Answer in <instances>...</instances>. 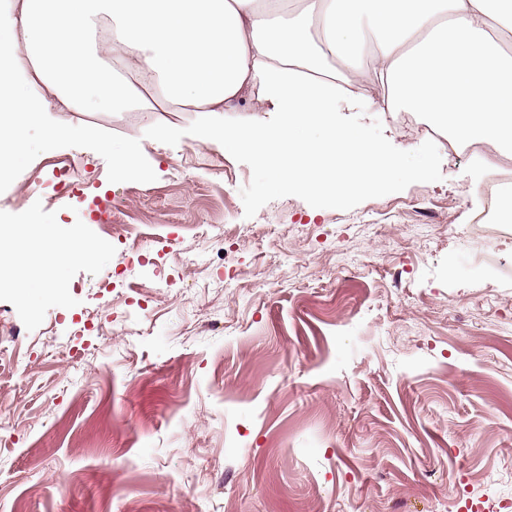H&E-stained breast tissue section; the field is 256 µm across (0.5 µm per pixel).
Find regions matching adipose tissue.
Listing matches in <instances>:
<instances>
[{
  "instance_id": "ef3b65f1",
  "label": "adipose tissue",
  "mask_w": 512,
  "mask_h": 512,
  "mask_svg": "<svg viewBox=\"0 0 512 512\" xmlns=\"http://www.w3.org/2000/svg\"><path fill=\"white\" fill-rule=\"evenodd\" d=\"M494 22L512 28V0H20L0 15L24 46L0 52V137L38 113L75 111L59 53L105 103L165 89L198 112V141L249 151L277 189L337 198L391 181L399 158L340 118L367 83L382 92L380 111L421 113L449 140L494 145L497 155L477 161L488 171L512 159V49L493 40ZM101 23L108 35L91 47ZM29 64L53 75L51 100L15 95ZM249 93L271 103L274 123L216 125Z\"/></svg>"
}]
</instances>
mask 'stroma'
Wrapping results in <instances>:
<instances>
[{"label": "stroma", "mask_w": 512, "mask_h": 512, "mask_svg": "<svg viewBox=\"0 0 512 512\" xmlns=\"http://www.w3.org/2000/svg\"><path fill=\"white\" fill-rule=\"evenodd\" d=\"M378 100L345 117L403 171L336 202L270 190L159 95L25 125L43 189L0 179V227L99 248L0 287V512H512V224L474 223L472 162ZM108 196L125 241L94 218Z\"/></svg>", "instance_id": "35a3bbf8"}]
</instances>
